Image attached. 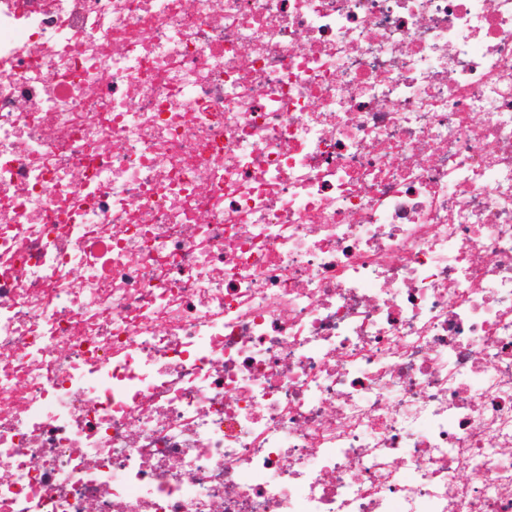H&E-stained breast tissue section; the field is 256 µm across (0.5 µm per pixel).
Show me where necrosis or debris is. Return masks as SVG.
<instances>
[{
    "label": "necrosis or debris",
    "instance_id": "1",
    "mask_svg": "<svg viewBox=\"0 0 512 512\" xmlns=\"http://www.w3.org/2000/svg\"><path fill=\"white\" fill-rule=\"evenodd\" d=\"M0 512H512V0H0Z\"/></svg>",
    "mask_w": 512,
    "mask_h": 512
}]
</instances>
